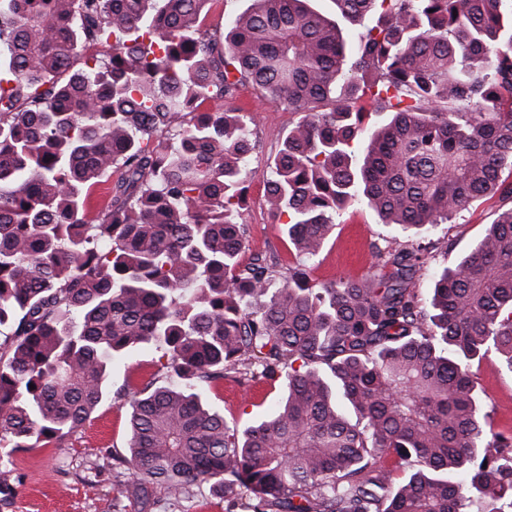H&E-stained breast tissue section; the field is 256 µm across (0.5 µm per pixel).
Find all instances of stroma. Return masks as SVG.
Wrapping results in <instances>:
<instances>
[{"label":"stroma","instance_id":"1","mask_svg":"<svg viewBox=\"0 0 512 512\" xmlns=\"http://www.w3.org/2000/svg\"><path fill=\"white\" fill-rule=\"evenodd\" d=\"M238 103L253 119L257 141L249 163L251 178L244 212L249 240L245 254L250 257L274 251L284 261L294 262L282 225L267 209L265 181L278 150V137L296 116L249 85L240 89ZM499 208L498 198L487 196L461 211L452 223L430 230L426 239L437 249L416 283L420 292L430 288L434 270L454 265L472 251ZM385 241L395 247L407 243L400 231L380 223L373 211L352 206L337 218L309 273L319 282L348 275L364 277L371 270L372 243ZM468 371L494 431H512V373L495 354L472 362ZM167 375L161 350L149 346L137 348L114 364L106 397L90 421L73 432L63 447L34 448L14 455V492L8 504L0 505V512H136L135 502L117 495L114 489L112 455L126 450L129 398L148 384L165 383ZM279 396L278 385H241L231 380L205 391L208 403L223 413L229 425L240 428L265 413Z\"/></svg>","mask_w":512,"mask_h":512}]
</instances>
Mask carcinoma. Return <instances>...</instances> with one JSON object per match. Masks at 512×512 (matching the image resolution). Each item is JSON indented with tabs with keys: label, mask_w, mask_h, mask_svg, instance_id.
<instances>
[{
	"label": "carcinoma",
	"mask_w": 512,
	"mask_h": 512,
	"mask_svg": "<svg viewBox=\"0 0 512 512\" xmlns=\"http://www.w3.org/2000/svg\"><path fill=\"white\" fill-rule=\"evenodd\" d=\"M207 2L0 0V502L12 455L63 443L154 345L172 381L133 395L112 456L140 512L211 481L224 512H512V434L467 371L491 349L512 371V0H253L224 34ZM245 84L301 114L266 189L293 264L240 261ZM488 195L425 296L413 246L309 277L352 203L422 232ZM226 378L283 392L240 430L202 395Z\"/></svg>",
	"instance_id": "carcinoma-1"
}]
</instances>
